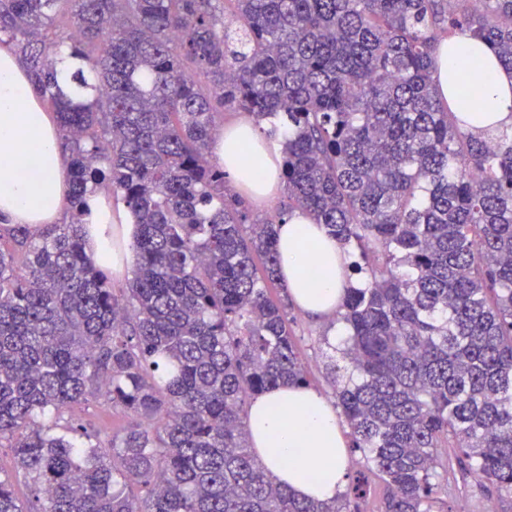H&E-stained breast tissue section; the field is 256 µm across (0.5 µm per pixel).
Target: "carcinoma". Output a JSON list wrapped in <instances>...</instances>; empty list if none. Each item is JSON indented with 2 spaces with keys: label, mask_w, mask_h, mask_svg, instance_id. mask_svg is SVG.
<instances>
[{
  "label": "carcinoma",
  "mask_w": 512,
  "mask_h": 512,
  "mask_svg": "<svg viewBox=\"0 0 512 512\" xmlns=\"http://www.w3.org/2000/svg\"><path fill=\"white\" fill-rule=\"evenodd\" d=\"M512 68V0H0L8 40L58 114L68 222L0 224V512H362L275 484L252 450L261 393L308 384L276 225L325 226L363 276L327 356L350 452L382 512H453L461 478L512 493V134L441 100L440 32ZM243 112L283 154L288 203L255 220L211 144ZM135 233L86 246L88 194ZM131 254L118 287L112 252ZM264 258L257 275L255 256ZM131 418L91 432L72 409ZM0 472L3 476H9L17 499L27 506L32 499V482L18 471L9 448H0ZM369 482V492L362 503L366 512H380L387 494V487L382 480L373 473H366Z\"/></svg>",
  "instance_id": "carcinoma-1"
}]
</instances>
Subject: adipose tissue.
<instances>
[{
    "label": "adipose tissue",
    "instance_id": "ef3b65f1",
    "mask_svg": "<svg viewBox=\"0 0 512 512\" xmlns=\"http://www.w3.org/2000/svg\"><path fill=\"white\" fill-rule=\"evenodd\" d=\"M434 80L444 98L475 86L481 111L474 130L512 129V70L465 33L442 40ZM213 153L237 189L265 197L280 182V155L250 120L226 126ZM68 160L54 112L38 98L26 67L0 47V214L14 224L58 221L67 205ZM280 274L293 300L315 315L333 314L348 285V257L322 225L293 213L277 228ZM316 263L323 277L308 275ZM253 450L273 479L301 500L327 501L345 480L346 441L327 401L315 390L287 384L260 394L248 418Z\"/></svg>",
    "mask_w": 512,
    "mask_h": 512
}]
</instances>
